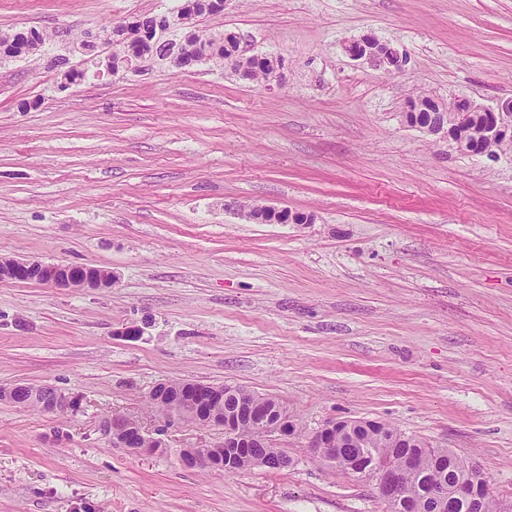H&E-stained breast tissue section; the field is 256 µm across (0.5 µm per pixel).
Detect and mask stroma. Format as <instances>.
<instances>
[{
    "instance_id": "obj_1",
    "label": "stroma",
    "mask_w": 512,
    "mask_h": 512,
    "mask_svg": "<svg viewBox=\"0 0 512 512\" xmlns=\"http://www.w3.org/2000/svg\"><path fill=\"white\" fill-rule=\"evenodd\" d=\"M174 0H0V257L112 268V288L0 279V512H384L372 482L319 465L314 434L377 419L481 465L512 503V158L407 127L409 98L512 99V0H227L203 18L251 54L252 83L202 63L109 74L77 42ZM400 70L350 58L364 35ZM85 70L66 83L55 58ZM241 204L312 216L256 224ZM140 336H118L122 327ZM187 379L277 397L299 417L281 470L185 467L220 429L178 422L164 453L113 446L148 396ZM45 42L46 37L36 30L0 34V55L9 58L35 55L41 51ZM244 54L248 57L239 63L237 68L232 70V72L238 75V77L247 81H267L269 74L272 73L276 67L281 65V59L259 55L249 56L247 52H244ZM278 70L279 68L270 76L268 80L276 77ZM4 392L10 399L23 405L30 402H39L48 412L64 411L74 408L73 399L47 385L43 386L40 392H36L32 391L26 384H16L7 388Z\"/></svg>"
}]
</instances>
